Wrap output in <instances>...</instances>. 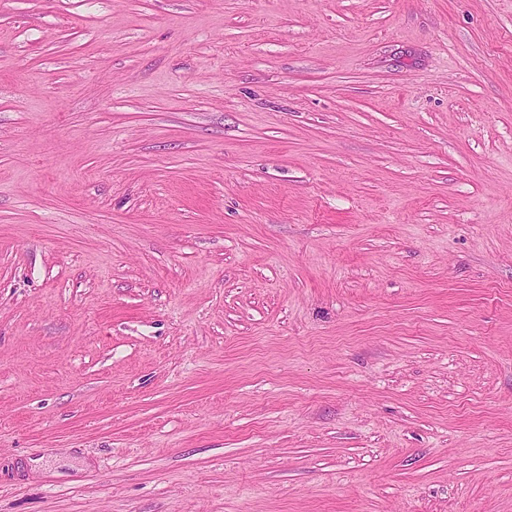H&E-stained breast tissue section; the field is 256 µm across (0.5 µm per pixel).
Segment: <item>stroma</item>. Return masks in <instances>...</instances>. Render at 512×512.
Here are the masks:
<instances>
[{
	"mask_svg": "<svg viewBox=\"0 0 512 512\" xmlns=\"http://www.w3.org/2000/svg\"><path fill=\"white\" fill-rule=\"evenodd\" d=\"M0 512H512V0H0Z\"/></svg>",
	"mask_w": 512,
	"mask_h": 512,
	"instance_id": "35a3bbf8",
	"label": "stroma"
}]
</instances>
